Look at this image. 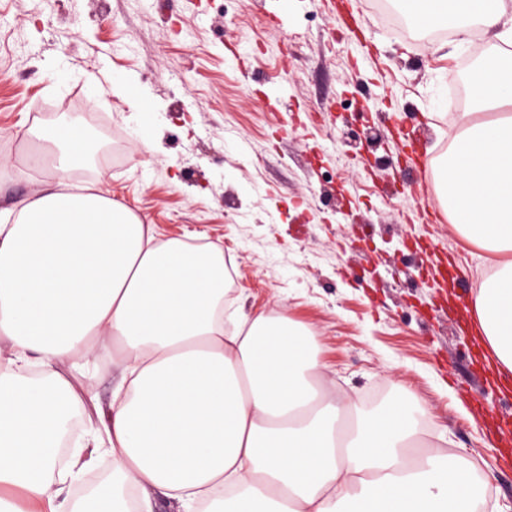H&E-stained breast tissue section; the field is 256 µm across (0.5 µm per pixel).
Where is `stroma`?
I'll list each match as a JSON object with an SVG mask.
<instances>
[{
  "label": "stroma",
  "mask_w": 512,
  "mask_h": 512,
  "mask_svg": "<svg viewBox=\"0 0 512 512\" xmlns=\"http://www.w3.org/2000/svg\"><path fill=\"white\" fill-rule=\"evenodd\" d=\"M369 2L0 0V214L55 185L52 165L27 163L35 133L85 101L98 156L75 185L100 183L159 237L219 245L244 313L313 327L327 387L364 413L408 406L433 432L422 452H459L488 504L512 512L490 425L512 418V377L470 311L503 257L424 217L442 207L449 76L495 38L403 36ZM123 79L151 115L112 96ZM96 370L90 436L116 355Z\"/></svg>",
  "instance_id": "35a3bbf8"
}]
</instances>
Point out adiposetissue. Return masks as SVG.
<instances>
[{
    "label": "adipose tissue",
    "instance_id": "adipose-tissue-1",
    "mask_svg": "<svg viewBox=\"0 0 512 512\" xmlns=\"http://www.w3.org/2000/svg\"><path fill=\"white\" fill-rule=\"evenodd\" d=\"M423 30L495 31L467 71L471 109L454 126L440 200L455 228L512 251V6L507 0H399ZM59 173L76 168L75 123L44 131ZM472 307L499 372L512 374V261ZM118 346L124 387L105 427L112 483L61 498L93 454L56 468L58 435L93 390L63 371ZM318 348L282 313L224 327V254L158 239L103 189L34 193L0 224V486L33 512H128L122 490L185 512H476L470 469L453 455L409 458L419 429L403 405L370 414L317 381Z\"/></svg>",
    "mask_w": 512,
    "mask_h": 512
}]
</instances>
